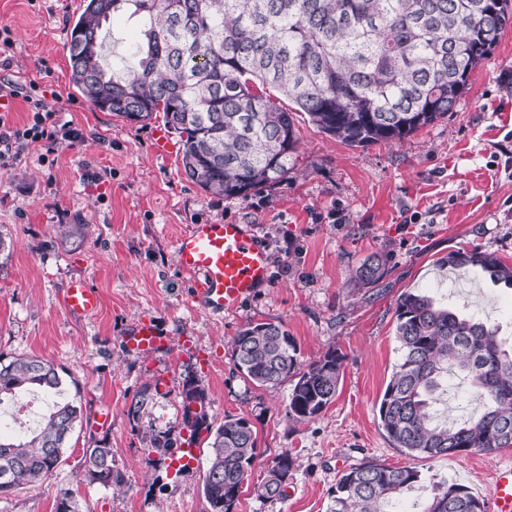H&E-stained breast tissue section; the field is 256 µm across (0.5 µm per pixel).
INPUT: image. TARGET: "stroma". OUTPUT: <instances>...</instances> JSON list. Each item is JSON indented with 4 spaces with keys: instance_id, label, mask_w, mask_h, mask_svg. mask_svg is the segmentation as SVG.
Here are the masks:
<instances>
[{
    "instance_id": "35a3bbf8",
    "label": "stroma",
    "mask_w": 512,
    "mask_h": 512,
    "mask_svg": "<svg viewBox=\"0 0 512 512\" xmlns=\"http://www.w3.org/2000/svg\"><path fill=\"white\" fill-rule=\"evenodd\" d=\"M82 10L83 0H0V28L12 42L6 75L22 89L5 114L9 125L30 126L36 98L57 126L81 136L25 145L0 167V356L54 363L65 398L82 402L87 416L53 474L0 497V512H55L66 490L80 512H210L207 437L179 474L152 449L158 434L188 438L180 392L189 379L206 390L212 422L243 416L256 433L259 456L233 512H328L340 475L369 461L413 466L425 485L453 480L488 499L495 470L512 467V448L411 457L388 440L377 411L400 356L403 293H429L512 334L511 288L440 264L473 249L512 263V25L434 123L400 141L350 147L295 113L299 145L287 180L224 197L185 175L180 151L155 153L151 133L162 116L133 123L95 109L73 87L66 46ZM108 27L111 60L129 57L141 22L118 13ZM224 221L266 241L271 278L215 316L193 301L175 239L188 225ZM375 254L387 260L384 277L355 287L357 267ZM76 278L100 294L93 314L70 315L61 303ZM141 320L166 334L163 351L128 349L126 334ZM252 322L284 324L301 365L343 353L339 390L318 416L289 420L293 378L259 387L236 369L233 338ZM144 389L150 400L129 419ZM93 436L107 438L122 487L87 480L83 450ZM284 450L294 460L285 494L263 499L258 489Z\"/></svg>"
}]
</instances>
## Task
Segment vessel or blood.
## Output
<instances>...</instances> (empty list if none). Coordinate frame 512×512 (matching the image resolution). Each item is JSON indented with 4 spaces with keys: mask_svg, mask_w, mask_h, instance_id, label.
I'll return each instance as SVG.
<instances>
[{
    "mask_svg": "<svg viewBox=\"0 0 512 512\" xmlns=\"http://www.w3.org/2000/svg\"><path fill=\"white\" fill-rule=\"evenodd\" d=\"M181 270L192 280V296L208 313L238 308L267 285L271 256L267 246L244 224H193L175 242ZM74 314L98 308L100 296L87 281H71L63 294ZM130 350L150 353L166 346L155 324L143 321L127 335ZM492 512H512V468L498 470L493 479Z\"/></svg>",
    "mask_w": 512,
    "mask_h": 512,
    "instance_id": "1",
    "label": "vessel or blood"
}]
</instances>
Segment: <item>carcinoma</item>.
<instances>
[{"label":"carcinoma","instance_id":"obj_1","mask_svg":"<svg viewBox=\"0 0 512 512\" xmlns=\"http://www.w3.org/2000/svg\"><path fill=\"white\" fill-rule=\"evenodd\" d=\"M68 42L72 83L96 109L145 122L163 113L179 136L187 177L205 192L262 193L288 179L299 139L283 96L321 133L349 146L400 141L451 111L472 71L512 22V0H84ZM128 11L144 20L136 60L124 69L101 63V30ZM443 264L495 286L512 288V264L494 252L452 251ZM385 271L382 257L356 269L360 285ZM401 353L378 407L380 426L411 457L440 458L512 447V346L499 326L406 292L396 309ZM237 370L252 384L296 381L288 418L306 421L331 404L343 376L335 350L301 369L294 339L281 323H250L233 339ZM461 377L475 405L458 422L438 405L448 376ZM54 364L0 357V403L23 389L62 392ZM208 396L193 381L181 392L189 439L209 437L203 494L211 512H232L257 455L250 421L227 416L213 426ZM84 416L57 401L38 429L0 434V496L51 475ZM87 479L120 487L105 439L84 449ZM288 451L276 455L260 486L282 497L292 476ZM423 488L420 471L365 462L337 481L329 512H390ZM422 512H486L485 502L456 482L432 486Z\"/></svg>","mask_w":512,"mask_h":512}]
</instances>
